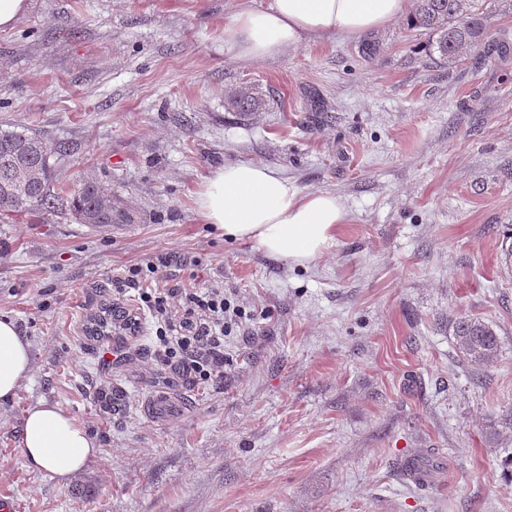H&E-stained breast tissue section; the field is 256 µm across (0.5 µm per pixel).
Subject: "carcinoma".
Here are the masks:
<instances>
[{"instance_id": "cac0c4a2", "label": "carcinoma", "mask_w": 512, "mask_h": 512, "mask_svg": "<svg viewBox=\"0 0 512 512\" xmlns=\"http://www.w3.org/2000/svg\"><path fill=\"white\" fill-rule=\"evenodd\" d=\"M407 25L429 34L427 54L453 62L480 46L487 35V17L476 0H414ZM228 105L239 112H253L262 103L252 89L242 86L228 94ZM64 153L62 145L25 129H0V185L22 176L24 186L7 200L0 198V222L22 216H39L62 206L82 224H126L132 214L112 200L93 177L82 178L69 202L54 191L55 165ZM454 343L464 359L477 364L492 362L500 349V338L489 323L460 317L451 323ZM393 469L418 486L428 471L413 458L400 459Z\"/></svg>"}]
</instances>
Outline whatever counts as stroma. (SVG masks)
Here are the masks:
<instances>
[{"label":"stroma","mask_w":512,"mask_h":512,"mask_svg":"<svg viewBox=\"0 0 512 512\" xmlns=\"http://www.w3.org/2000/svg\"><path fill=\"white\" fill-rule=\"evenodd\" d=\"M268 2L30 0L0 31V125L66 146L60 195L91 176L132 214L0 223V316L32 355L0 404L10 512H512V432L489 435L512 408V11L483 0L484 44L449 64L424 58L425 32L402 19L370 60L342 35L235 58L225 17ZM238 86L257 112L225 108ZM237 161L336 194L348 219L331 245L299 265L205 223L202 182ZM166 251L249 314L224 339L223 384L146 372L149 314L133 335L85 331L114 275ZM461 316L494 327L496 360L459 356ZM112 348L128 363L106 365ZM162 390L175 409L148 413ZM41 401L100 447L66 485L20 451ZM401 457L427 486L394 473Z\"/></svg>","instance_id":"1"}]
</instances>
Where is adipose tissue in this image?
<instances>
[{
	"label": "adipose tissue",
	"instance_id": "adipose-tissue-1",
	"mask_svg": "<svg viewBox=\"0 0 512 512\" xmlns=\"http://www.w3.org/2000/svg\"><path fill=\"white\" fill-rule=\"evenodd\" d=\"M410 0H270L263 9L244 7L224 21V45L236 58L256 62L315 36L357 38L402 19ZM197 207L205 223L225 236L257 242L269 255L307 262L332 242L348 213L336 194L301 192L269 166L234 162L202 183ZM31 372V350L9 318L0 319V401H10ZM28 467L50 472L60 484L82 473L99 453L90 433L61 407L37 403L21 427Z\"/></svg>",
	"mask_w": 512,
	"mask_h": 512
}]
</instances>
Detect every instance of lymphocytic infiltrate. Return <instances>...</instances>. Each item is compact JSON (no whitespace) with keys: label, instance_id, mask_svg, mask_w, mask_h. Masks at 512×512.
Segmentation results:
<instances>
[{"label":"lymphocytic infiltrate","instance_id":"f902f5d3","mask_svg":"<svg viewBox=\"0 0 512 512\" xmlns=\"http://www.w3.org/2000/svg\"><path fill=\"white\" fill-rule=\"evenodd\" d=\"M177 255L159 254L146 265L135 264L116 276V283L139 291V300L158 327L155 360L169 381L192 385L224 379V338L245 312L223 289L182 284L160 287L162 272Z\"/></svg>","mask_w":512,"mask_h":512}]
</instances>
